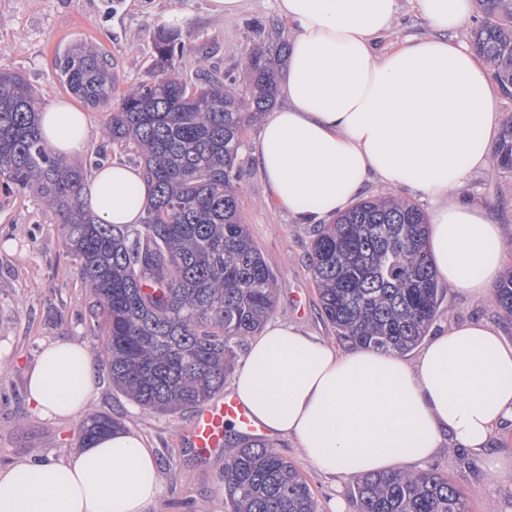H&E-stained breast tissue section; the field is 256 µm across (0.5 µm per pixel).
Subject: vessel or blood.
<instances>
[{"instance_id":"b4317fda","label":"vessel or blood","mask_w":512,"mask_h":512,"mask_svg":"<svg viewBox=\"0 0 512 512\" xmlns=\"http://www.w3.org/2000/svg\"><path fill=\"white\" fill-rule=\"evenodd\" d=\"M231 429L256 438L266 433L246 406L228 393L197 410L185 440L195 455L207 458L223 449L226 434Z\"/></svg>"}]
</instances>
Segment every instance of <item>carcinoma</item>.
<instances>
[{
  "label": "carcinoma",
  "mask_w": 512,
  "mask_h": 512,
  "mask_svg": "<svg viewBox=\"0 0 512 512\" xmlns=\"http://www.w3.org/2000/svg\"><path fill=\"white\" fill-rule=\"evenodd\" d=\"M486 21L473 48L512 98V0H479ZM287 44L251 52L238 89L232 72L192 86L176 72L184 48L154 37L152 79L120 96L102 129L143 166L155 196L139 224H105L84 205L86 168L54 154L37 114L43 103L16 72L0 70V174L4 189L30 191L56 217L66 254L89 289L90 328L105 336L112 386L156 413L193 409L224 390L237 350L274 310L276 275L240 219L242 133L273 104ZM67 90L90 107L117 90L112 64L77 43L56 59ZM512 171V120L492 161ZM427 220L396 198L361 201L318 226L310 270L323 312L353 346L405 353L426 335L443 296L426 245ZM512 317V276L494 291ZM122 427L95 412L80 446ZM231 512H318L295 465L261 439L224 464ZM355 512H468L464 492L429 471L368 474L354 486Z\"/></svg>",
  "instance_id": "cac0c4a2"
}]
</instances>
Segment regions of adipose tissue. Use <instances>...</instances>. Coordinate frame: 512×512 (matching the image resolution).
<instances>
[{
  "mask_svg": "<svg viewBox=\"0 0 512 512\" xmlns=\"http://www.w3.org/2000/svg\"><path fill=\"white\" fill-rule=\"evenodd\" d=\"M293 35L277 86L282 104L252 154L272 196L303 224L335 217L375 181L428 196L427 248L436 277L487 298L504 273L503 229L463 201L467 176L489 167L504 121L475 54L456 41L473 0H418L432 34L378 42L397 0H277ZM63 157L90 140L85 112L58 100L40 113ZM84 198L109 224L139 223L153 187L112 161L88 176ZM96 366L72 341L45 344L28 376L33 412L75 421L90 404ZM233 394L272 433L293 437L318 470L346 481L409 472L444 448L477 459L490 482L512 471L493 448L512 433V343L485 321L453 322L416 360L339 350L303 327L266 323L250 339ZM162 492L161 464L136 434L116 430L63 460L0 469V512H147Z\"/></svg>",
  "mask_w": 512,
  "mask_h": 512,
  "instance_id": "1",
  "label": "adipose tissue"
}]
</instances>
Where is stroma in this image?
<instances>
[{
	"instance_id": "1",
	"label": "stroma",
	"mask_w": 512,
	"mask_h": 512,
	"mask_svg": "<svg viewBox=\"0 0 512 512\" xmlns=\"http://www.w3.org/2000/svg\"><path fill=\"white\" fill-rule=\"evenodd\" d=\"M184 14L174 34L184 46L177 71L190 84L210 74L241 72L247 55L267 35L289 40L291 30L276 0H248L245 10L227 20L215 16L211 0H0V69L25 78L43 103L68 98L57 78L55 58L77 42L96 45L112 64L119 91L153 74V39L170 8ZM484 205L506 233L505 265L512 267V171L488 169L474 174L465 189ZM240 216L276 274L273 320L292 321L331 343H338L325 317L311 277L308 258L313 225L301 224L270 197L253 157H246L240 183ZM55 217L28 192L0 191V469L17 460L63 458L79 446L78 424L49 422L34 414L26 399V375L43 343L64 339L85 345L95 362L104 358V338L91 331L81 300L86 294L71 258L63 252ZM496 323L512 343V317L493 298L468 301L445 289L432 329L452 320ZM91 409L119 417L124 428L144 438L162 461L163 490L149 512H229L221 475L239 449L228 436L220 454L198 458L181 443L191 412L175 415L145 411L118 394L107 371L97 376ZM271 444L293 462L310 486L320 512L335 498L350 499L353 481L336 482L317 471L291 438ZM448 476L467 496L470 512H507L512 480L501 482L498 501L485 493L481 464L454 448L443 449L429 464Z\"/></svg>"
}]
</instances>
